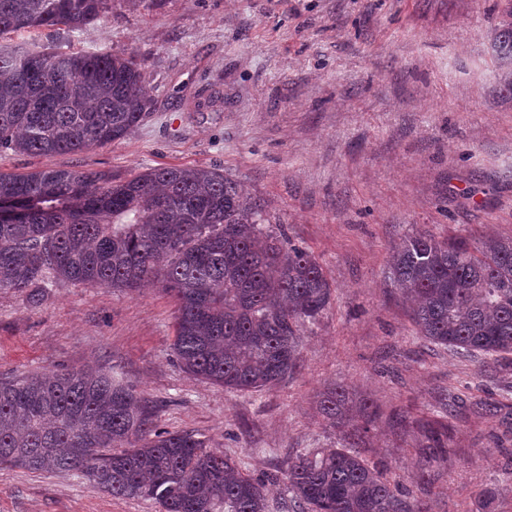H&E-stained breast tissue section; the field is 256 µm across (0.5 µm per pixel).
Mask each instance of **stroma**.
Segmentation results:
<instances>
[{
	"instance_id": "1",
	"label": "stroma",
	"mask_w": 512,
	"mask_h": 512,
	"mask_svg": "<svg viewBox=\"0 0 512 512\" xmlns=\"http://www.w3.org/2000/svg\"><path fill=\"white\" fill-rule=\"evenodd\" d=\"M512 0H110L82 30L11 33L3 45L134 55L153 98L126 138L79 154L0 151V171L214 167L270 228L316 256L334 289L305 332L301 371L227 391L173 360L172 304L57 284L39 306L0 291V379L104 367L136 386L170 431L201 434L248 473L338 444L320 393L367 405L358 454L385 462L429 512H512V417L486 412L512 368L479 370L417 336L388 279L404 235L512 236V91L491 32ZM448 426L432 448L426 424ZM0 512H159L73 473L0 469Z\"/></svg>"
}]
</instances>
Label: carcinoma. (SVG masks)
I'll use <instances>...</instances> for the list:
<instances>
[{
  "instance_id": "cac0c4a2",
  "label": "carcinoma",
  "mask_w": 512,
  "mask_h": 512,
  "mask_svg": "<svg viewBox=\"0 0 512 512\" xmlns=\"http://www.w3.org/2000/svg\"><path fill=\"white\" fill-rule=\"evenodd\" d=\"M107 0H0V35L93 26ZM498 82L512 91V7L494 28ZM152 98L133 57L0 46V149L81 153L125 138ZM36 204L0 218V291L37 306L42 289L135 290L158 282L173 304L171 351L189 376L228 391H260L301 369V337L331 304L318 259L264 228L258 205L217 168L165 165L131 178L104 171L0 173V197ZM391 284L410 303L417 335L461 355L512 365V237L407 236ZM341 387L319 410L343 444L288 457L254 477L192 430L159 429L149 401L103 368L59 366L0 380V467L80 472L114 497L161 512H427L385 470L351 449Z\"/></svg>"
}]
</instances>
